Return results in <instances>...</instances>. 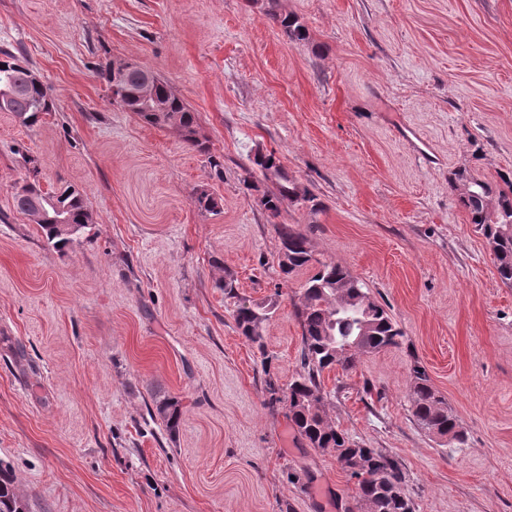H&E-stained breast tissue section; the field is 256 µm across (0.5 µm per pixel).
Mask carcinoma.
<instances>
[{
	"label": "carcinoma",
	"instance_id": "1",
	"mask_svg": "<svg viewBox=\"0 0 512 512\" xmlns=\"http://www.w3.org/2000/svg\"><path fill=\"white\" fill-rule=\"evenodd\" d=\"M292 42L307 40V29L292 15L271 14ZM34 71L21 54L0 50V112H10L20 124L31 127L41 115L54 111L55 99L50 88L34 81ZM112 100L151 126H170L182 140L200 153L209 152L207 140L201 136L197 113L170 88L151 68L133 60L125 61L123 78L112 79ZM149 86L154 97L143 99L137 91ZM266 179L279 180L274 193H265L260 206L272 216L279 215L285 202H295L303 195L299 186L285 175L280 159L271 152L265 156L256 152L250 159ZM458 191L459 205L467 212L470 222L482 231L496 259L501 282L512 286V182L504 191L490 181L457 174L453 184ZM193 203L201 212L214 213L221 200L207 189L196 190ZM14 208L30 216L41 210L37 224L47 244L62 252L88 224L92 213L84 194L72 185H63L54 192H44L36 183L22 186L14 195ZM280 248L288 250V264H279L289 276L313 261L308 236L289 225L277 226ZM277 307L276 295L262 302L240 301L233 310L237 329L249 342L264 349L265 323ZM296 319L302 329L301 362L303 373L287 386L278 377L265 371V404L275 408L282 404L288 410V420L298 436L323 453L343 460L351 455L359 465L349 471L356 480L355 501L362 512H415V506L403 489L405 476L399 461L379 448H366L338 430L324 410L322 373L336 366L344 371L355 368L358 358L388 347L399 345L402 332L395 327L385 309L371 299L368 289L351 272L335 262H320L315 273L303 285ZM412 385L410 400L416 424L439 436L458 443L464 434L448 401L433 387L426 369L415 363L410 368ZM156 413L166 430L173 434L180 424L178 402L166 398L156 404ZM20 502L10 470L0 465V512H13Z\"/></svg>",
	"mask_w": 512,
	"mask_h": 512
}]
</instances>
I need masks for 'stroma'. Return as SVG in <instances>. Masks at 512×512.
<instances>
[{"instance_id": "stroma-1", "label": "stroma", "mask_w": 512, "mask_h": 512, "mask_svg": "<svg viewBox=\"0 0 512 512\" xmlns=\"http://www.w3.org/2000/svg\"><path fill=\"white\" fill-rule=\"evenodd\" d=\"M306 26L295 43L273 21ZM0 49L53 90L34 126L0 112V463L26 512H345L355 482L265 404L261 360L302 372L310 269L283 278L277 225L362 280L400 346L325 370L328 418L395 456L417 512H512V286L452 189L512 180V0H0ZM132 58L198 116L208 153L113 103ZM275 151L304 200L270 216ZM37 163L93 222L65 252L14 208ZM221 198L203 213L193 195ZM280 290L264 349L234 300ZM420 363L466 435L411 413ZM177 400L169 434L156 415ZM156 413L170 434H174L178 430L180 410L177 401L173 398H166L157 402Z\"/></svg>"}]
</instances>
